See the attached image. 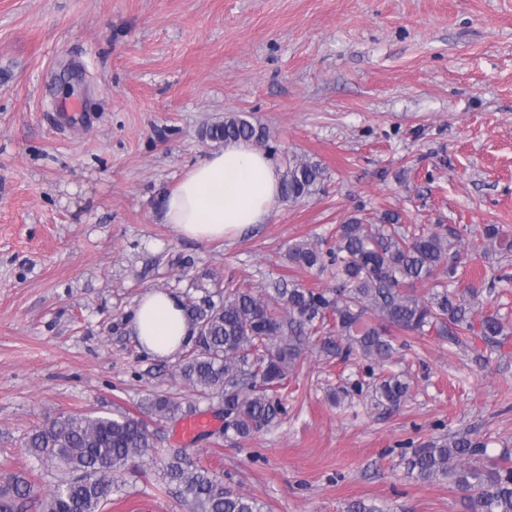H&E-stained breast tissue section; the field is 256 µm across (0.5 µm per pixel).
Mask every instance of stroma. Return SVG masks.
<instances>
[{
	"instance_id": "35a3bbf8",
	"label": "stroma",
	"mask_w": 512,
	"mask_h": 512,
	"mask_svg": "<svg viewBox=\"0 0 512 512\" xmlns=\"http://www.w3.org/2000/svg\"><path fill=\"white\" fill-rule=\"evenodd\" d=\"M230 114L268 130L278 169L310 161L321 182L268 223L198 243L163 223L159 197L218 150L202 132ZM388 212L464 230L462 281L507 328L497 346L407 337L399 408L376 403L367 361L315 350L285 414L228 439L218 402L129 329L150 289L329 288L289 245ZM487 224L512 232V0H0V485L52 483L22 449L37 424L146 417L158 394L192 410L146 417L157 452L104 512H187L158 479L167 448L265 512H466L405 462L451 434L512 450V251L487 247ZM190 416L207 425L189 438Z\"/></svg>"
}]
</instances>
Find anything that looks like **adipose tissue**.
Wrapping results in <instances>:
<instances>
[{"label": "adipose tissue", "instance_id": "1", "mask_svg": "<svg viewBox=\"0 0 512 512\" xmlns=\"http://www.w3.org/2000/svg\"><path fill=\"white\" fill-rule=\"evenodd\" d=\"M280 180L277 166L259 148L225 145L161 195L162 221L201 243L236 235L271 219L281 200ZM130 328L143 349L161 359L175 357L194 335L181 299L155 289L139 299Z\"/></svg>", "mask_w": 512, "mask_h": 512}]
</instances>
